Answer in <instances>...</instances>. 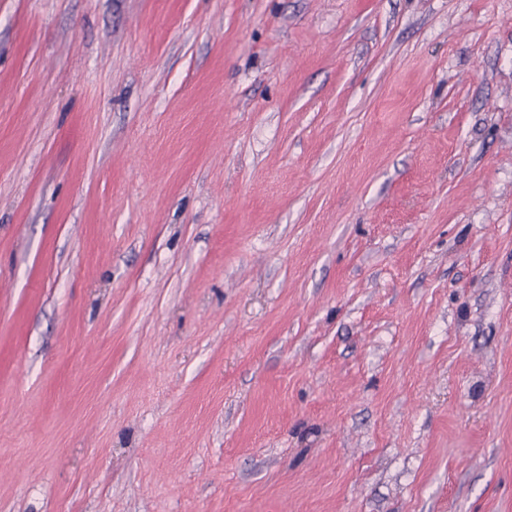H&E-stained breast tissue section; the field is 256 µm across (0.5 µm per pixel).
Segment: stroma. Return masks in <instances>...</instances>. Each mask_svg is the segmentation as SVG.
Segmentation results:
<instances>
[{"label":"stroma","mask_w":512,"mask_h":512,"mask_svg":"<svg viewBox=\"0 0 512 512\" xmlns=\"http://www.w3.org/2000/svg\"><path fill=\"white\" fill-rule=\"evenodd\" d=\"M0 512H512V0H0Z\"/></svg>","instance_id":"1"}]
</instances>
